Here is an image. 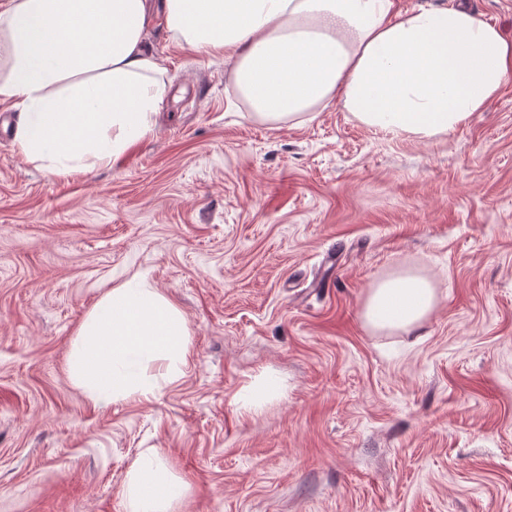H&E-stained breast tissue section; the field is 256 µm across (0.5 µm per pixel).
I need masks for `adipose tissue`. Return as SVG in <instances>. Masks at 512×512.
Returning a JSON list of instances; mask_svg holds the SVG:
<instances>
[{"label": "adipose tissue", "instance_id": "1", "mask_svg": "<svg viewBox=\"0 0 512 512\" xmlns=\"http://www.w3.org/2000/svg\"><path fill=\"white\" fill-rule=\"evenodd\" d=\"M158 18L183 47L232 61L233 96L276 125L337 102L363 125L435 138L464 126L512 74V41L452 2L0 0V105L17 111L14 141L29 162L85 175L152 133L171 92L145 45ZM437 302L427 280L401 273L370 289L361 317L411 331ZM190 353L181 310L135 275L84 318L67 371L94 404L147 401ZM184 493L157 450L137 459L125 490L129 512H170Z\"/></svg>", "mask_w": 512, "mask_h": 512}]
</instances>
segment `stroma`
Masks as SVG:
<instances>
[{
  "instance_id": "obj_1",
  "label": "stroma",
  "mask_w": 512,
  "mask_h": 512,
  "mask_svg": "<svg viewBox=\"0 0 512 512\" xmlns=\"http://www.w3.org/2000/svg\"><path fill=\"white\" fill-rule=\"evenodd\" d=\"M172 82L152 134L61 179L0 110V512H126L139 455L188 487L175 512H512V76L455 132L362 125L334 103L271 125L232 62L148 34ZM428 278L412 332L360 316ZM192 334L151 401L90 403L66 357L134 275ZM283 385L261 411L239 396ZM437 302L434 289L424 278L394 274L370 289L361 317L375 330L411 331L422 325Z\"/></svg>"
}]
</instances>
